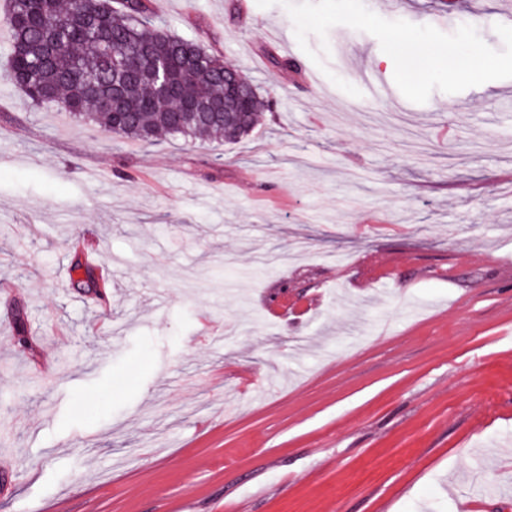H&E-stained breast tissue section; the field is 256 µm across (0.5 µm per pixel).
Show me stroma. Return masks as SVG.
I'll return each mask as SVG.
<instances>
[{
  "label": "stroma",
  "instance_id": "obj_1",
  "mask_svg": "<svg viewBox=\"0 0 512 512\" xmlns=\"http://www.w3.org/2000/svg\"><path fill=\"white\" fill-rule=\"evenodd\" d=\"M365 4L499 50L512 0ZM150 9L275 106L146 145L0 84V512H512V79L416 104L371 34Z\"/></svg>",
  "mask_w": 512,
  "mask_h": 512
}]
</instances>
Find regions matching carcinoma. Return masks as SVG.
I'll use <instances>...</instances> for the list:
<instances>
[{"label":"carcinoma","instance_id":"carcinoma-1","mask_svg":"<svg viewBox=\"0 0 512 512\" xmlns=\"http://www.w3.org/2000/svg\"><path fill=\"white\" fill-rule=\"evenodd\" d=\"M0 24L10 33V61L0 81L37 107L54 105L85 115L103 132L153 143L162 135L234 143L256 127L263 101L253 81L200 41L151 21L146 0H9ZM198 53L189 71L169 66L172 93L156 90L150 72L177 47ZM122 107L112 111V94ZM231 113L214 121L183 118L179 103L217 106Z\"/></svg>","mask_w":512,"mask_h":512}]
</instances>
